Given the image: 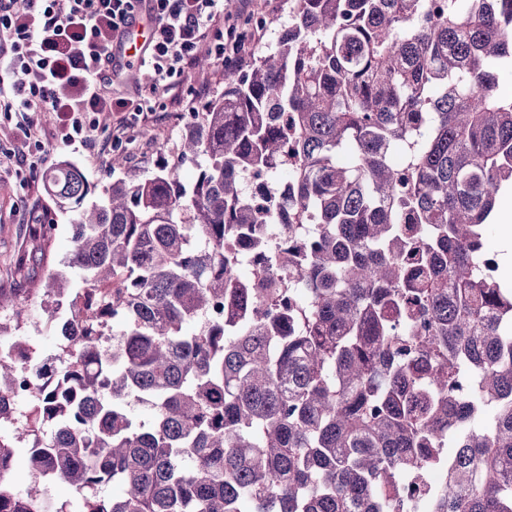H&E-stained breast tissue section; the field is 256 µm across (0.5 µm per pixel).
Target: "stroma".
I'll use <instances>...</instances> for the list:
<instances>
[{"label": "stroma", "instance_id": "stroma-1", "mask_svg": "<svg viewBox=\"0 0 512 512\" xmlns=\"http://www.w3.org/2000/svg\"><path fill=\"white\" fill-rule=\"evenodd\" d=\"M242 29H261L263 37L249 47V55L274 46L280 29L288 25V0H272L269 8L261 9L252 0H229ZM277 26H270V19ZM151 74L141 80L122 85L125 93L139 94L151 108L154 121L142 127L135 143L129 145L128 162L121 175L136 181L153 172L161 158L169 156L183 132L193 124L198 113L218 100L224 92V71L215 64L195 65L191 77L179 89L180 105L171 108L167 97L153 94ZM39 125L37 139L24 134L18 114L0 112V288L25 293L38 287L48 273L54 272L71 281H78L74 269L64 263L72 249L70 224L72 214L58 209L50 199L45 185V173L58 161L66 160L79 168L90 183L104 187L112 180V158L118 149L112 144V117L103 113L97 117L93 146L60 143L53 119L44 112L31 116ZM36 153L42 162L16 175V157Z\"/></svg>", "mask_w": 512, "mask_h": 512}]
</instances>
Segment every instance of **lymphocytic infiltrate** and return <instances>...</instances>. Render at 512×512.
Segmentation results:
<instances>
[{"mask_svg":"<svg viewBox=\"0 0 512 512\" xmlns=\"http://www.w3.org/2000/svg\"><path fill=\"white\" fill-rule=\"evenodd\" d=\"M143 7L156 20L142 64L153 72L157 92L182 84L201 45L214 62L229 65L258 39L240 29L224 0H0V112L53 113L56 136L66 145L91 143L89 113L112 112L113 145L132 142L148 114L135 99L113 97L122 76L111 50ZM32 71L38 82L19 81Z\"/></svg>","mask_w":512,"mask_h":512,"instance_id":"obj_1","label":"lymphocytic infiltrate"}]
</instances>
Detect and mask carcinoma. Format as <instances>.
I'll use <instances>...</instances> for the list:
<instances>
[{"instance_id": "carcinoma-1", "label": "carcinoma", "mask_w": 512, "mask_h": 512, "mask_svg": "<svg viewBox=\"0 0 512 512\" xmlns=\"http://www.w3.org/2000/svg\"><path fill=\"white\" fill-rule=\"evenodd\" d=\"M288 14L274 48L224 70L173 163L89 208L77 167L48 173L83 286L29 289L38 318L74 334L28 418L0 428V512H43L48 473L81 512H408L425 485L401 478L433 466L426 512H512V289L483 249L512 188L496 78L512 0H288ZM288 160V232L243 285L235 243L265 249L277 223L245 175ZM31 313L0 288V422L38 363L19 358ZM111 482L122 494L100 495Z\"/></svg>"}]
</instances>
